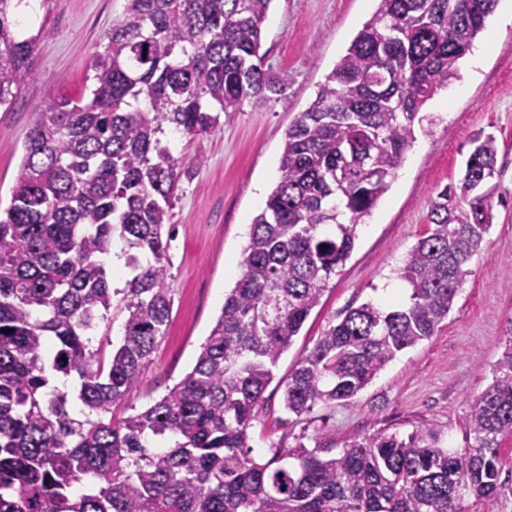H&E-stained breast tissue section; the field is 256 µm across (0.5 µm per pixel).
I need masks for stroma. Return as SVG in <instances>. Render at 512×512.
Instances as JSON below:
<instances>
[{"label":"stroma","instance_id":"stroma-1","mask_svg":"<svg viewBox=\"0 0 512 512\" xmlns=\"http://www.w3.org/2000/svg\"><path fill=\"white\" fill-rule=\"evenodd\" d=\"M124 5L31 0L19 13L23 34L37 37V51L21 95L0 109L1 208L10 203L35 103L83 92ZM377 7V0H273L262 51L265 67L287 77L285 96L261 106L244 103L222 114L211 133L173 135L176 153L195 169L182 180L172 210V311L136 385L113 407V420L144 410L191 370L241 273L249 227L278 182L289 126ZM428 112L433 125L417 132L390 189L360 226L351 256L281 356L277 381L348 307L391 298L409 303L396 270L426 231L436 192L460 183L471 140L481 132L496 137L499 151L490 182L492 226L470 261L471 274L437 335L399 354L354 399L299 418L284 409L277 381L269 385L248 430L257 460L324 426L344 439L378 431L404 435L429 425L453 447L464 445L472 400L512 342V0H499L461 60L459 79L429 102Z\"/></svg>","mask_w":512,"mask_h":512}]
</instances>
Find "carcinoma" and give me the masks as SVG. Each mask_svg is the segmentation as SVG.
Segmentation results:
<instances>
[{
    "label": "carcinoma",
    "mask_w": 512,
    "mask_h": 512,
    "mask_svg": "<svg viewBox=\"0 0 512 512\" xmlns=\"http://www.w3.org/2000/svg\"><path fill=\"white\" fill-rule=\"evenodd\" d=\"M26 0H0V108L30 68L16 31ZM273 0H125L92 88L35 107L10 205L0 214V512H464L492 500L512 462V344L472 401L467 446L420 426L343 440L322 430L257 461L248 429L273 368L389 190L426 103L457 77L498 0H379L286 132L280 178L253 219L242 272L188 373L143 411L108 414L136 384L172 310L165 263L184 160L166 128L207 134L246 101L286 95L264 68ZM460 187L444 186L398 279L410 303L348 308L281 380L300 417L348 401L448 319L490 228L495 137L477 136ZM124 246L130 278L106 259ZM124 337L92 347L112 304ZM78 380L83 419L51 384Z\"/></svg>",
    "instance_id": "1"
}]
</instances>
